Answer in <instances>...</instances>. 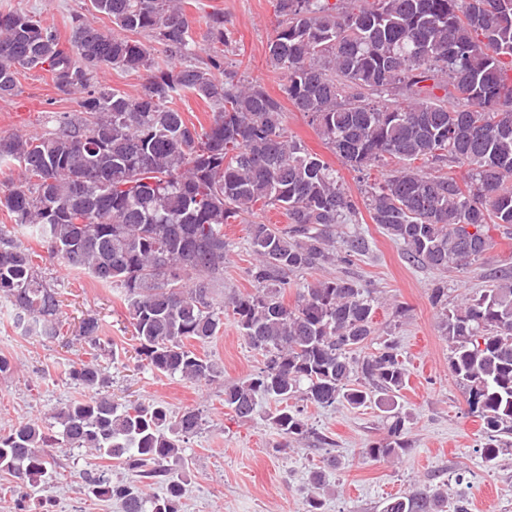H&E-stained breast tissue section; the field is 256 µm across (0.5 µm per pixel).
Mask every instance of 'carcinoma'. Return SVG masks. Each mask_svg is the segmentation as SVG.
I'll list each match as a JSON object with an SVG mask.
<instances>
[{
  "label": "carcinoma",
  "mask_w": 512,
  "mask_h": 512,
  "mask_svg": "<svg viewBox=\"0 0 512 512\" xmlns=\"http://www.w3.org/2000/svg\"><path fill=\"white\" fill-rule=\"evenodd\" d=\"M88 2L113 30L76 14L65 44L33 15L0 13L1 99L33 69L49 72L66 95L84 93L76 117L40 134L0 136V166L22 175L0 187V212L31 229L48 257L123 290L136 354L153 371L218 381L220 367L193 343L218 336L230 309L263 364L224 386V407L247 420L259 400L277 404L269 416L283 439L277 448L310 434L289 405L299 398L320 408L377 407L386 434L362 454L399 458L410 447L397 401L407 372L397 343L374 322L372 290L334 277L285 300L291 275L349 265L369 251L362 233L337 234L338 225L359 223V211L336 169L286 135L282 106L261 84L226 69L224 14L207 15L211 47L200 61L186 0ZM275 12L266 63L283 75L288 101L352 169L396 161L366 191L372 223L412 265L444 272L484 256L488 225L512 227V0H276ZM142 33L163 57L136 39ZM107 67L146 71L143 91L90 88L93 73ZM187 94L211 107L208 126L173 107ZM446 162L469 167L470 179L442 172ZM271 208L285 213L288 227L247 224L253 290L217 299L224 225ZM466 225L476 229L469 240ZM34 256L0 225V298L26 332L57 340L60 300ZM431 303L448 369L481 422L482 456L494 461L512 448V270L452 307L439 282ZM100 333L89 315L74 336L91 358L66 375L91 396L55 409L57 443L136 473L115 482L101 469L87 473L85 494L118 500L124 512H180L182 443L201 429L202 415L172 414L158 401L115 402L98 364ZM52 445L36 421L0 433V472L21 497L52 481ZM143 479L163 481V495L146 493ZM381 512L468 510L425 483L386 499Z\"/></svg>",
  "instance_id": "1"
}]
</instances>
